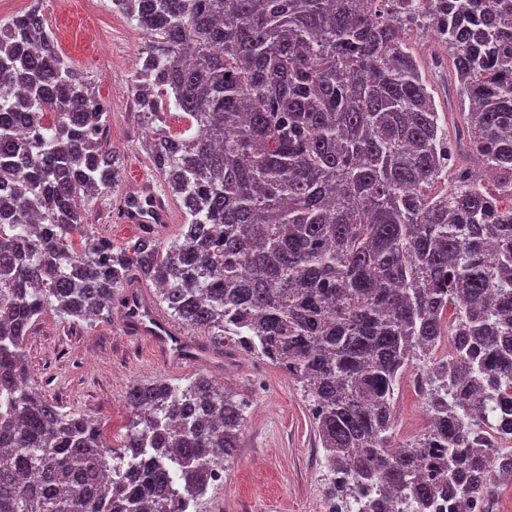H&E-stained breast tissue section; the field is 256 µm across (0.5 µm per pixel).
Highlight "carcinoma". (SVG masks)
Instances as JSON below:
<instances>
[{
    "mask_svg": "<svg viewBox=\"0 0 512 512\" xmlns=\"http://www.w3.org/2000/svg\"><path fill=\"white\" fill-rule=\"evenodd\" d=\"M112 4L153 38L133 90L185 220L166 244L86 233L119 177L105 105L39 10L0 25V512H183L238 448L244 404L204 375L130 386L117 448L28 385L39 315L102 319L134 271L301 384L328 512H372L381 487L489 512L512 484V0ZM411 366L429 424L400 445Z\"/></svg>",
    "mask_w": 512,
    "mask_h": 512,
    "instance_id": "carcinoma-1",
    "label": "carcinoma"
}]
</instances>
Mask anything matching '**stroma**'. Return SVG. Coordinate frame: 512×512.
<instances>
[{"label":"stroma","instance_id":"stroma-1","mask_svg":"<svg viewBox=\"0 0 512 512\" xmlns=\"http://www.w3.org/2000/svg\"><path fill=\"white\" fill-rule=\"evenodd\" d=\"M39 6L45 26L58 37L65 61L91 83L109 113L106 143L121 155L112 193L86 203L88 229L123 246L141 230L116 222L120 202L139 190L137 173L158 174L144 149L149 137L138 116L132 77L153 49L111 0H0V23ZM191 359L176 356L175 342L158 349L153 339L127 328L124 304L114 298L107 318L71 323L46 311L24 346L29 384L61 411L105 422L106 437L120 445L132 413L131 384L163 380L186 385L205 375L246 405L239 446L224 463V478L198 502L197 512H325L324 474L307 399L279 367L228 342L183 331ZM395 441L403 444L429 422L423 400L406 372L394 395Z\"/></svg>","mask_w":512,"mask_h":512}]
</instances>
